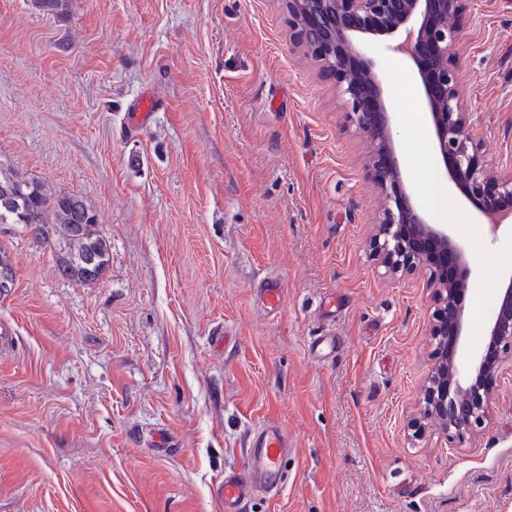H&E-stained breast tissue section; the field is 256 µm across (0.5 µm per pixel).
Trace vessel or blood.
Instances as JSON below:
<instances>
[{
    "label": "vessel or blood",
    "mask_w": 512,
    "mask_h": 512,
    "mask_svg": "<svg viewBox=\"0 0 512 512\" xmlns=\"http://www.w3.org/2000/svg\"><path fill=\"white\" fill-rule=\"evenodd\" d=\"M288 451L286 431L274 423L264 424L245 468L225 475L216 490L224 512H243L244 505L257 494L279 491L286 480L284 464Z\"/></svg>",
    "instance_id": "1"
}]
</instances>
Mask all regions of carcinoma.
Returning <instances> with one entry per match:
<instances>
[{
    "mask_svg": "<svg viewBox=\"0 0 512 512\" xmlns=\"http://www.w3.org/2000/svg\"><path fill=\"white\" fill-rule=\"evenodd\" d=\"M10 195L12 209L0 208V224H21L45 240L54 234L62 256L59 274L69 280L96 283L109 263V246L98 233L97 211L81 196L54 192L40 179L0 160V197Z\"/></svg>",
    "mask_w": 512,
    "mask_h": 512,
    "instance_id": "1",
    "label": "carcinoma"
}]
</instances>
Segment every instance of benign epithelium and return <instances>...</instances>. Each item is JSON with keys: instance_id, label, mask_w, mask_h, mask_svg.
Wrapping results in <instances>:
<instances>
[{"instance_id": "benign-epithelium-1", "label": "benign epithelium", "mask_w": 512, "mask_h": 512, "mask_svg": "<svg viewBox=\"0 0 512 512\" xmlns=\"http://www.w3.org/2000/svg\"><path fill=\"white\" fill-rule=\"evenodd\" d=\"M293 40L336 81L347 126L369 143L368 175L382 199L372 222L369 258L391 278L429 273L435 308L433 350L421 393L417 430L430 425L450 437L474 435L490 419L493 387L512 355V272L500 283L480 350L463 361L471 255L446 224L431 222L409 191L398 158L393 117L370 42H387L417 70L432 148L448 180L479 212L491 232L512 217V162L485 164L481 142L465 133L471 113L461 99L463 61L456 50L467 0H284Z\"/></svg>"}]
</instances>
